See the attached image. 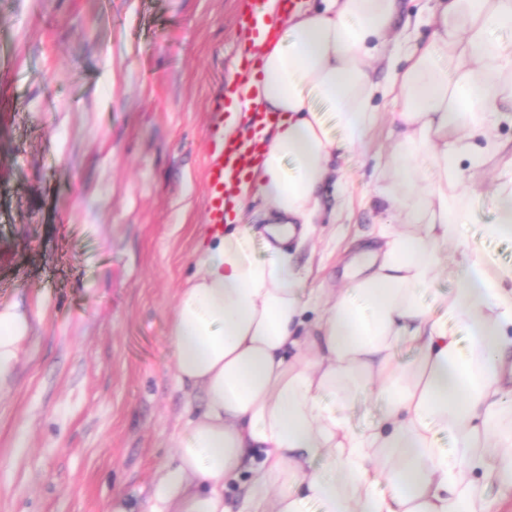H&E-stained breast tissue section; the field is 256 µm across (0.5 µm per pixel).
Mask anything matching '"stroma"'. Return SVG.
I'll use <instances>...</instances> for the list:
<instances>
[{"mask_svg": "<svg viewBox=\"0 0 512 512\" xmlns=\"http://www.w3.org/2000/svg\"><path fill=\"white\" fill-rule=\"evenodd\" d=\"M240 0H0V308L30 322L0 386V512H138L199 393L167 344L206 222L208 117L241 69ZM345 154L297 260L339 288L385 217L368 198L384 141ZM488 169L465 235L489 238Z\"/></svg>", "mask_w": 512, "mask_h": 512, "instance_id": "stroma-1", "label": "stroma"}]
</instances>
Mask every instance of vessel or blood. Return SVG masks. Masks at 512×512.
Instances as JSON below:
<instances>
[{
  "label": "vessel or blood",
  "mask_w": 512,
  "mask_h": 512,
  "mask_svg": "<svg viewBox=\"0 0 512 512\" xmlns=\"http://www.w3.org/2000/svg\"><path fill=\"white\" fill-rule=\"evenodd\" d=\"M248 8L242 12L237 24L248 32L252 39L263 35L262 20L268 18V0H247ZM244 82H235L228 87L223 99L213 108L209 134V163L204 171L207 191L206 217L209 224L224 221V205L231 195L230 176L241 173L248 165V156L239 146L224 141V114L232 105L244 99Z\"/></svg>",
  "instance_id": "1"
}]
</instances>
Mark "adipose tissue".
<instances>
[{
  "label": "adipose tissue",
  "mask_w": 512,
  "mask_h": 512,
  "mask_svg": "<svg viewBox=\"0 0 512 512\" xmlns=\"http://www.w3.org/2000/svg\"><path fill=\"white\" fill-rule=\"evenodd\" d=\"M399 0H322L257 41L250 99L224 124L244 136L254 113L264 148L238 185L235 217L200 251L167 343L180 385L203 410L180 432L140 512H229L225 494L255 479L239 512H502L512 504V265L473 248L462 170L512 151L495 130L512 119V0H437L434 39L388 51ZM386 61L388 84L375 81ZM452 68H444V61ZM391 99L397 122L373 196L389 217L378 247L345 287L308 285L286 244L307 239L334 159L365 143ZM342 131L334 136L319 104ZM262 201L268 258L238 216ZM456 282L442 315L419 292ZM315 318H308L309 310ZM464 329L457 336L451 324ZM29 321L0 310V383L13 374ZM413 345V362L395 349ZM361 388L384 396L381 418L352 431L337 413ZM453 438L438 445L437 431ZM496 485L497 501L484 495Z\"/></svg>",
  "instance_id": "1"
}]
</instances>
